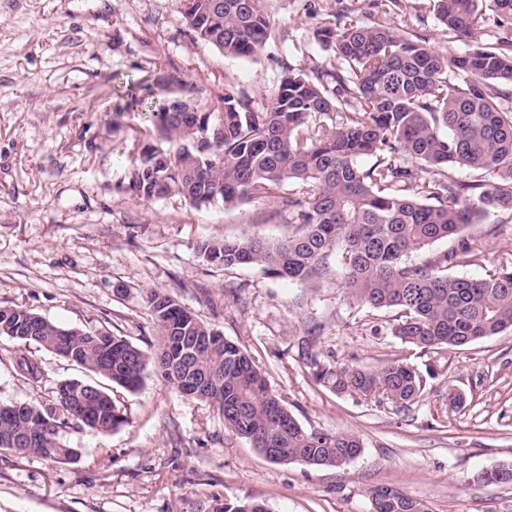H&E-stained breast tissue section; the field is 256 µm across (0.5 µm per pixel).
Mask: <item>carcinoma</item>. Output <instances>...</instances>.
Returning a JSON list of instances; mask_svg holds the SVG:
<instances>
[{
  "instance_id": "carcinoma-1",
  "label": "carcinoma",
  "mask_w": 512,
  "mask_h": 512,
  "mask_svg": "<svg viewBox=\"0 0 512 512\" xmlns=\"http://www.w3.org/2000/svg\"><path fill=\"white\" fill-rule=\"evenodd\" d=\"M446 30L471 38L492 21L512 28V0H432ZM194 37L224 55L252 59L271 35L262 0H179ZM319 30L333 59L310 71L290 68L268 106L257 111L225 90L200 105L179 97L156 99L149 87L126 85L130 103L150 114L151 129L128 172L125 189L142 201L178 196L195 207L233 208L270 198L285 182L303 185L305 197H283L292 235L208 239L197 251L226 268L259 266L274 277L318 288L341 276L350 303L394 309L391 333L422 349L456 348L512 330V271L481 279L450 273L475 251L463 236L471 224L512 214V39L474 42L459 53L443 52L420 34L380 20L345 22ZM366 157L375 162L363 167ZM467 168L481 179L463 182L448 174ZM458 247L429 254L438 241ZM144 303L156 341L141 348L108 331L61 325L23 306L0 308V336L28 341L102 376L137 390L152 369L177 389L181 375L199 374L206 388L191 398L216 407L224 425L274 463L301 461L338 468L363 448L353 432L305 428L236 343L222 339L192 350L182 341L217 330L166 292L149 290ZM320 326L299 343L302 363L319 384L336 394H381L406 408L424 394L423 377L397 355L375 368L322 363ZM16 372L32 383L41 364L19 351ZM128 422L112 390L79 380L57 385L49 404L0 403V451L17 457L70 461L78 452L66 428L108 434ZM512 464L473 476L505 484ZM197 512H270L266 502L213 498ZM377 512H429L426 503L392 489Z\"/></svg>"
}]
</instances>
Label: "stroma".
Masks as SVG:
<instances>
[{
    "mask_svg": "<svg viewBox=\"0 0 512 512\" xmlns=\"http://www.w3.org/2000/svg\"><path fill=\"white\" fill-rule=\"evenodd\" d=\"M263 0L272 36L254 59L225 56L188 31L178 0H0V307L22 305L63 325L104 329L138 346L155 328L146 290L172 294L246 349L288 409L307 428L352 431L363 442L343 468L267 461L225 428L219 412L147 373L133 392L112 396L128 417L103 435L70 429L82 449L73 463L0 454V512H189L218 496L257 499L272 512H371V489L389 485L432 512H512V485L472 477L512 462V331L453 350L405 345L390 332L391 310L350 304L341 282L310 290L257 266L227 269L197 255L201 241L260 236L293 225L277 198L235 208H196L179 197L152 202L124 189L146 124L123 86L174 81L210 101L225 88L266 107L286 69L328 63L317 30L338 10L380 19L461 52L467 39L445 32L430 0ZM478 248L454 267L479 279L512 265V221L471 225ZM331 366L375 367L406 357L427 380L423 398L391 402L335 395L316 384L298 356L309 324ZM18 343L0 336V402L49 403L58 383L93 374L36 345L28 353L45 377L18 376ZM455 388L464 408L442 394Z\"/></svg>",
    "mask_w": 512,
    "mask_h": 512,
    "instance_id": "obj_1",
    "label": "stroma"
}]
</instances>
